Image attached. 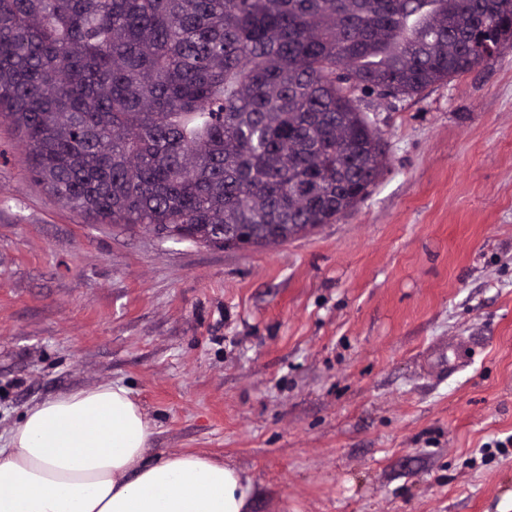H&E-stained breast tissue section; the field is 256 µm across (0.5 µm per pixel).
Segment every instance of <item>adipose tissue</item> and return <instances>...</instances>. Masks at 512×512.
I'll list each match as a JSON object with an SVG mask.
<instances>
[{"mask_svg":"<svg viewBox=\"0 0 512 512\" xmlns=\"http://www.w3.org/2000/svg\"><path fill=\"white\" fill-rule=\"evenodd\" d=\"M151 437L147 413L118 384L35 404L0 446V512H247L233 465L153 455Z\"/></svg>","mask_w":512,"mask_h":512,"instance_id":"ef3b65f1","label":"adipose tissue"}]
</instances>
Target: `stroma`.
<instances>
[{
    "instance_id": "stroma-1",
    "label": "stroma",
    "mask_w": 512,
    "mask_h": 512,
    "mask_svg": "<svg viewBox=\"0 0 512 512\" xmlns=\"http://www.w3.org/2000/svg\"><path fill=\"white\" fill-rule=\"evenodd\" d=\"M387 160L336 223L228 250L94 224L0 124V437L118 384L250 512H512V50L355 91Z\"/></svg>"
}]
</instances>
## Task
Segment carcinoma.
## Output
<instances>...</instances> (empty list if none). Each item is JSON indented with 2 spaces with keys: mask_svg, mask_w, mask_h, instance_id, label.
I'll return each instance as SVG.
<instances>
[{
  "mask_svg": "<svg viewBox=\"0 0 512 512\" xmlns=\"http://www.w3.org/2000/svg\"><path fill=\"white\" fill-rule=\"evenodd\" d=\"M512 50V0H0V120L95 224L275 249L384 166L352 92L412 96Z\"/></svg>",
  "mask_w": 512,
  "mask_h": 512,
  "instance_id": "1",
  "label": "carcinoma"
}]
</instances>
